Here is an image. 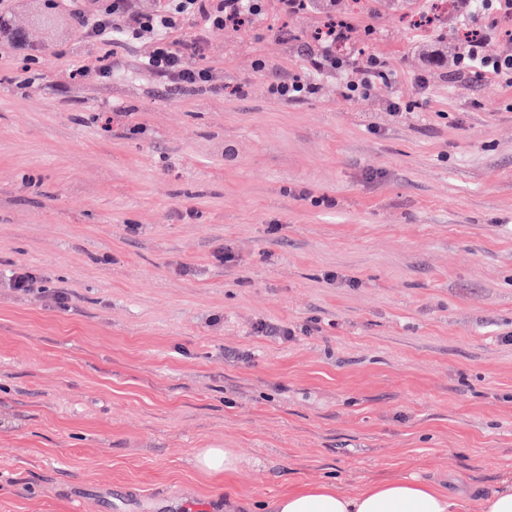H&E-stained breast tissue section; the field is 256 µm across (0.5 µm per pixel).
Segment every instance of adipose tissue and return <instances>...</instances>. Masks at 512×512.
<instances>
[{
	"label": "adipose tissue",
	"instance_id": "ef3b65f1",
	"mask_svg": "<svg viewBox=\"0 0 512 512\" xmlns=\"http://www.w3.org/2000/svg\"><path fill=\"white\" fill-rule=\"evenodd\" d=\"M479 512H512V478L502 480L491 494L469 501L463 493H452L440 484L400 476L380 483H368L345 493L335 485L305 483L279 495L272 512H467L469 505Z\"/></svg>",
	"mask_w": 512,
	"mask_h": 512
}]
</instances>
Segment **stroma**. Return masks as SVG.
Here are the masks:
<instances>
[{
    "mask_svg": "<svg viewBox=\"0 0 512 512\" xmlns=\"http://www.w3.org/2000/svg\"><path fill=\"white\" fill-rule=\"evenodd\" d=\"M8 5L39 84L0 49V512H271L303 482L486 494L512 472V86L428 64L437 35L384 5L349 18L385 78L349 94L354 58L299 101L270 86L304 74L315 10L185 19L212 81L177 91L69 0ZM504 18L448 24L495 58ZM201 448L239 474L198 473ZM198 470L211 479L238 475L241 459L233 448H201L195 457Z\"/></svg>",
    "mask_w": 512,
    "mask_h": 512,
    "instance_id": "obj_1",
    "label": "stroma"
}]
</instances>
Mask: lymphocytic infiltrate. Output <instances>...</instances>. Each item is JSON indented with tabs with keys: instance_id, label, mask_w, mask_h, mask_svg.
Listing matches in <instances>:
<instances>
[{
	"instance_id": "obj_1",
	"label": "lymphocytic infiltrate",
	"mask_w": 512,
	"mask_h": 512,
	"mask_svg": "<svg viewBox=\"0 0 512 512\" xmlns=\"http://www.w3.org/2000/svg\"><path fill=\"white\" fill-rule=\"evenodd\" d=\"M261 12L259 0H159L154 13L135 11L131 0H91L90 6L76 8L74 14L87 41L97 42L120 34L134 40L150 39L152 50L144 67L168 80L175 89L203 87L211 80L206 68H191L186 53L195 51L196 40L176 42L170 35L186 16L199 17L205 31L223 30L241 24Z\"/></svg>"
}]
</instances>
